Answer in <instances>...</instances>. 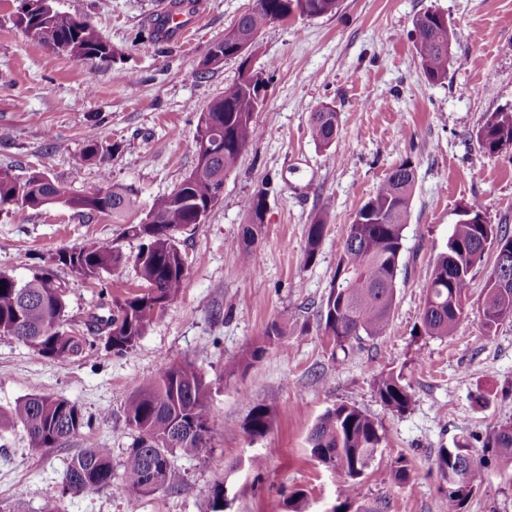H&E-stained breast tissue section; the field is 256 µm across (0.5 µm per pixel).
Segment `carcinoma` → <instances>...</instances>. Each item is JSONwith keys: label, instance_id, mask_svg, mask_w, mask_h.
Returning a JSON list of instances; mask_svg holds the SVG:
<instances>
[{"label": "carcinoma", "instance_id": "obj_1", "mask_svg": "<svg viewBox=\"0 0 512 512\" xmlns=\"http://www.w3.org/2000/svg\"><path fill=\"white\" fill-rule=\"evenodd\" d=\"M170 9L150 18L138 32V39L149 43L166 40V24L174 14L192 11L189 0H170ZM339 0H255L251 10L237 22L244 36L257 35L278 20L299 16L316 18L338 10ZM17 23L42 44L49 40L70 45V56L79 61L101 62L112 57L95 25L53 6L31 0ZM413 44L421 72L430 82L448 78L452 34L444 15L428 9L413 19ZM259 77L250 82L238 78L225 88L224 95L200 114L195 148L203 141L214 147L207 162H197L194 170L170 194L157 198L145 218L129 224L126 236L144 241L135 257L110 243H91L63 249L40 266L26 281L0 273V336H12L52 360L89 357L96 343L75 336L68 327L65 311L68 287L57 279L53 266L60 263L81 280H95L105 272L133 262L143 281L142 290L114 294L102 286V306L108 315L95 316L92 325L104 334L105 347L123 355L133 350L148 328L181 293L185 260L178 247V235L202 223L218 202L224 178L237 166L243 151L259 136L253 114L262 104ZM335 112L313 113L309 134L324 149L336 139ZM484 151L494 154L512 144V107L489 115L476 132ZM112 146L103 142L92 128L86 134L80 162L101 165L99 187L88 194H69L53 180L34 172L20 180L0 169V210L17 217L56 203L77 212L118 217L132 202V188L112 184L107 160ZM413 167L404 162L358 211L348 225L343 251L336 265L329 293L320 305V325L334 349L346 351L365 339L385 334L395 304L396 277L403 248L404 230L413 189ZM250 224L243 230L240 251L246 275L253 272L251 247L263 224L264 191L245 201ZM326 229L317 216L308 225L306 262L313 261ZM512 254V236L488 223L484 207L477 201L467 206L462 219L454 224L446 250L439 253L427 271L426 297L420 317V334L444 337L453 333L467 317V300L472 269L486 251ZM482 323L492 330L512 317V266L499 271L498 280H486L482 293ZM374 392L381 404L403 414L413 404V394L402 384L400 375L381 373L374 380ZM207 385L195 365L185 360L171 364L159 376L141 382L127 401V425L137 439L124 461L118 490L130 498L158 492H175L172 458L176 454L195 456L206 447L209 432L206 417ZM87 425L77 406L64 398L31 393L5 411L0 410V428L19 427L27 437L28 448L39 454L75 436ZM271 426L267 407L255 402L243 426L251 438L265 436ZM384 430L359 408L340 404L326 411L314 425L308 442L311 456L332 472L344 475L345 499L376 460ZM485 448L496 450L500 461L512 465V422L494 428L486 437ZM435 467L442 475L459 474L463 485L448 490V512H465V507L485 479V455L477 454L462 437L451 448H440ZM112 490V454L108 448H86L74 455L61 487L50 490L47 512H62L65 497L87 491ZM224 482L210 491L206 512H224Z\"/></svg>", "mask_w": 512, "mask_h": 512}]
</instances>
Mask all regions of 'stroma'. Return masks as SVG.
I'll list each match as a JSON object with an SVG mask.
<instances>
[{
    "instance_id": "obj_1",
    "label": "stroma",
    "mask_w": 512,
    "mask_h": 512,
    "mask_svg": "<svg viewBox=\"0 0 512 512\" xmlns=\"http://www.w3.org/2000/svg\"><path fill=\"white\" fill-rule=\"evenodd\" d=\"M168 0H56L61 11L89 19L111 46L107 62H80L25 35L15 25L20 0H0V168L18 177L43 172L68 192L100 183L96 163L79 165L90 128L112 145L113 184L134 190L122 218L82 214L54 205L18 221L0 211V272L32 277L59 250L111 242L135 255L140 239L124 236L154 200L169 194L196 165L200 112L233 84L240 62L224 61L206 78L195 71L254 0H195L188 40L154 46L137 40ZM442 12L453 34L448 77L428 82L410 37L414 17ZM255 69H269L260 130L224 180L219 203L204 223L179 237L185 282L134 350L106 349L88 358L50 360L10 336H0V407L31 393L74 403L90 427L61 447L33 455L24 432H0V512L24 499L28 512H46V494L60 485L70 459L107 448L114 470L136 434L125 404L138 384L170 364L195 362L208 386L209 442L196 457H174L179 490L128 498L108 491L67 496L65 512H205L212 486L229 480L227 512H288L302 493L304 512H448V483L435 469L437 449L466 437L481 447L498 424L512 420V318L486 330L480 295L495 262L487 251L471 272L468 315L453 335H420L426 277L461 210L480 200L489 223L512 232V147L484 152L476 133L487 117L512 106V0H340L337 13L268 25L259 35ZM333 106L338 136L329 149L309 135L313 112ZM410 163L415 189L404 230L396 298L386 333L343 353L328 346L318 309L326 298L358 209L394 167ZM268 188L264 224L252 247L257 273L241 271L245 200ZM328 227L313 261H306L307 227ZM66 315L76 330L101 314L99 290L133 291V264L76 279ZM283 334L267 346L268 326ZM265 346L243 369L235 362ZM399 373L414 396L401 415L385 409L375 377ZM272 416L265 436L243 426L252 402ZM339 404L358 407L386 432L374 465L343 499V478L310 456L316 420ZM264 460L253 470L252 458ZM486 477L466 512H512V466L486 451ZM407 465L406 483L390 468Z\"/></svg>"
}]
</instances>
